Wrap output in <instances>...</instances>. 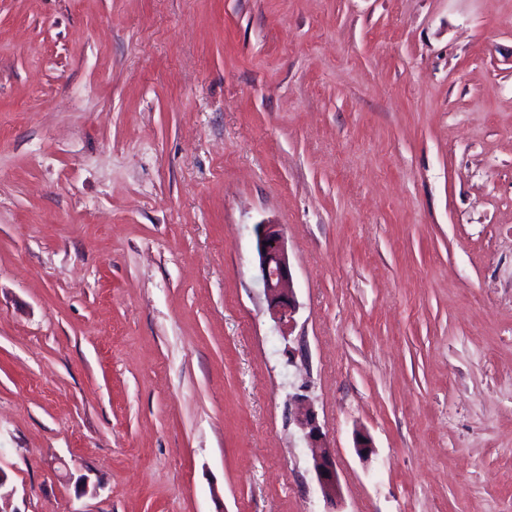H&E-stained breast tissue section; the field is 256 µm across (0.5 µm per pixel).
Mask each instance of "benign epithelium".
<instances>
[{"label": "benign epithelium", "instance_id": "obj_1", "mask_svg": "<svg viewBox=\"0 0 512 512\" xmlns=\"http://www.w3.org/2000/svg\"><path fill=\"white\" fill-rule=\"evenodd\" d=\"M255 250L267 309L280 333L289 336L294 328L298 304L282 225H257ZM292 401L293 418L307 441L312 470L320 491L326 502L333 505L341 496L334 453L327 445L309 396L297 392L292 396Z\"/></svg>", "mask_w": 512, "mask_h": 512}]
</instances>
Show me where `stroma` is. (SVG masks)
I'll use <instances>...</instances> for the list:
<instances>
[{"instance_id": "obj_1", "label": "stroma", "mask_w": 512, "mask_h": 512, "mask_svg": "<svg viewBox=\"0 0 512 512\" xmlns=\"http://www.w3.org/2000/svg\"><path fill=\"white\" fill-rule=\"evenodd\" d=\"M0 470V512H512V0H0ZM255 250L267 309L282 336H291L298 304L282 225L257 224ZM294 421L304 434L310 452L312 470L316 476L323 498L334 505L341 496L340 480L332 449L327 445L325 434L317 421V416L309 396L296 392L292 396ZM324 472L328 476H324Z\"/></svg>"}]
</instances>
